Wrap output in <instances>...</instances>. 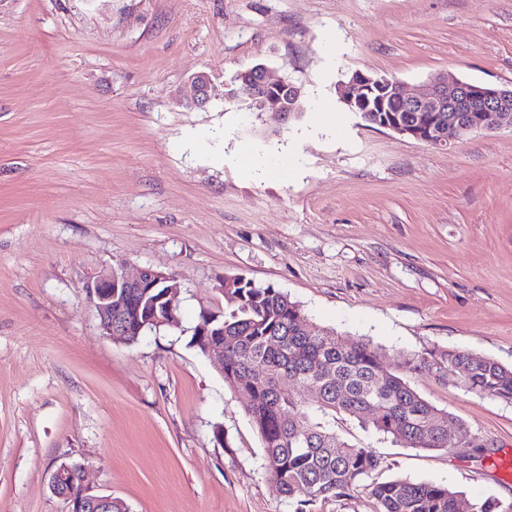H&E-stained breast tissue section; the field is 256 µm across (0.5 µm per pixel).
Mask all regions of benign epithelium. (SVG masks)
<instances>
[{"label": "benign epithelium", "mask_w": 512, "mask_h": 512, "mask_svg": "<svg viewBox=\"0 0 512 512\" xmlns=\"http://www.w3.org/2000/svg\"><path fill=\"white\" fill-rule=\"evenodd\" d=\"M242 91L225 92V97L243 103L250 112H277L289 118L303 111L301 87L285 79H273L263 65H255L237 76ZM213 80L209 73L198 72L190 79V90L182 104L202 108L209 103ZM384 89L387 97L403 102L410 118L402 120L392 115L379 114L373 123L403 136H409L430 145L446 147L467 136L493 127L512 130V86L472 83L456 78L434 79L431 87L420 90L384 75L356 71L348 81L339 85L342 101L353 112L370 111L373 89ZM83 288L87 300L97 313L102 335L123 336L131 331L124 322H112V300L127 295L129 289L139 295L146 288L161 290L157 301L169 313H174L175 299L180 283L175 275L153 268H143L136 275L126 273L124 266L113 267L90 279ZM52 492L62 498L67 512H112L116 499L95 492L87 483L85 469L80 465L60 464L51 475Z\"/></svg>", "instance_id": "1"}]
</instances>
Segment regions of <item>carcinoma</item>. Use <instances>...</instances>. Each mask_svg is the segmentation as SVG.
<instances>
[{
	"instance_id": "1",
	"label": "carcinoma",
	"mask_w": 512,
	"mask_h": 512,
	"mask_svg": "<svg viewBox=\"0 0 512 512\" xmlns=\"http://www.w3.org/2000/svg\"><path fill=\"white\" fill-rule=\"evenodd\" d=\"M229 309L224 325V381L246 401V413L264 448L267 470L286 499L298 505L363 489L376 512H457L461 492L448 485L407 479L378 481L380 460L348 443L323 420L344 414L365 420L376 432L408 448H452L432 427L447 416L404 378L421 374L448 379L482 397L512 403V366L449 348L402 358L392 369L381 349L307 322L288 294L242 276L224 278ZM149 315L169 318L162 307L136 299L112 302V319ZM295 379L297 393L280 386Z\"/></svg>"
}]
</instances>
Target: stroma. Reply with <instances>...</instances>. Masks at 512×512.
I'll return each mask as SVG.
<instances>
[{
  "label": "stroma",
  "instance_id": "stroma-1",
  "mask_svg": "<svg viewBox=\"0 0 512 512\" xmlns=\"http://www.w3.org/2000/svg\"><path fill=\"white\" fill-rule=\"evenodd\" d=\"M257 64L302 87V114L225 99ZM357 70L512 84V0H0V512H66L50 489L64 462L130 512H296L191 342L229 276L392 365L448 348L512 365V131L435 147L368 125L336 92ZM200 71L211 100L189 110ZM318 99L336 131H318ZM238 143L294 145L304 172L254 179L223 163ZM120 261L177 277L179 328L101 336L83 283ZM408 381L461 422V447L332 426L380 459L378 480L512 503L493 467L512 456V404Z\"/></svg>",
  "mask_w": 512,
  "mask_h": 512
}]
</instances>
